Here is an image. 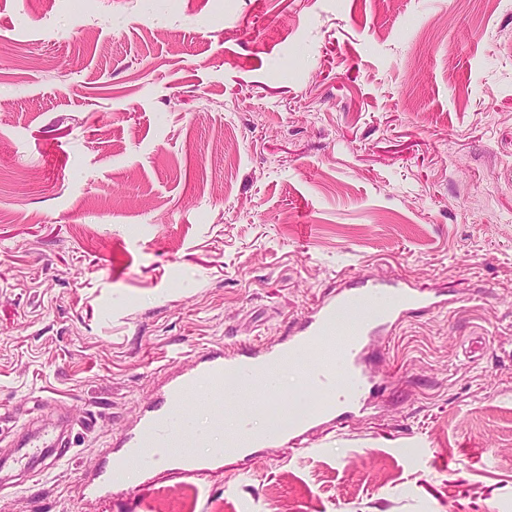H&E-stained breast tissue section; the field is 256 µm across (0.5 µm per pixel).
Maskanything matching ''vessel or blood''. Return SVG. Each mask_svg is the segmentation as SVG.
Listing matches in <instances>:
<instances>
[{"instance_id": "vessel-or-blood-1", "label": "vessel or blood", "mask_w": 512, "mask_h": 512, "mask_svg": "<svg viewBox=\"0 0 512 512\" xmlns=\"http://www.w3.org/2000/svg\"><path fill=\"white\" fill-rule=\"evenodd\" d=\"M433 304V297L425 288H380L373 284L346 288L314 308L301 334L289 337L282 346L246 354H230L217 348L199 355L190 367L171 372L154 404L141 413L135 431L122 440L125 461L135 462L145 475L159 470L195 474L219 468L222 455L199 458L194 454L195 435L185 427L182 400L204 385L208 388L209 406L225 411L224 376L230 373L253 389L263 390L275 417H289V410L301 407L302 397L292 396L285 406L277 400L276 369L286 359L303 360L305 385L319 391L323 403L306 416L289 418L287 428H272L273 440H296L320 422L356 414L373 388V376L363 359L368 342L380 330L399 323L406 314ZM225 413L230 435L246 434V416L233 411ZM34 445L47 451L42 458L44 469L61 462L57 450L63 447L64 439L57 427L39 431ZM122 484L118 468L102 465L89 488L93 494L106 496Z\"/></svg>"}]
</instances>
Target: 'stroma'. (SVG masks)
Returning <instances> with one entry per match:
<instances>
[{"label":"stroma","instance_id":"obj_1","mask_svg":"<svg viewBox=\"0 0 512 512\" xmlns=\"http://www.w3.org/2000/svg\"><path fill=\"white\" fill-rule=\"evenodd\" d=\"M364 281L444 305L362 412L88 493L172 360ZM59 403L0 512H512V0H0V453Z\"/></svg>","mask_w":512,"mask_h":512}]
</instances>
